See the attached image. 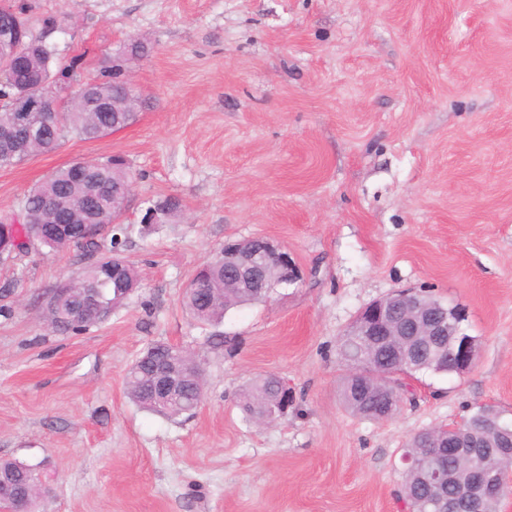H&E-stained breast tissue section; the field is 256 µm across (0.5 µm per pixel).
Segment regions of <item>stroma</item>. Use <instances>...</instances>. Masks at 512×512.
Segmentation results:
<instances>
[{
	"mask_svg": "<svg viewBox=\"0 0 512 512\" xmlns=\"http://www.w3.org/2000/svg\"><path fill=\"white\" fill-rule=\"evenodd\" d=\"M34 36L75 78L135 38L147 102L124 132L0 167V215L54 170L128 159L121 220L139 286L103 324L48 327L69 252L0 265V458L31 465L39 512H407V441L489 405L512 421V0H26ZM65 19L61 30L44 21ZM175 196L168 223L152 201ZM266 237L303 272L215 327L183 305L226 240ZM424 291L480 340L463 375L406 379L374 421L339 399V336L372 301ZM227 336L213 344L212 334ZM204 369L193 414L126 394L153 342ZM267 374L296 407L258 426L241 390ZM48 326L53 332L67 334L70 332H82L89 329L92 326L98 325L101 322L96 318H89L88 320H75V321H60L57 318V314L53 310H47Z\"/></svg>",
	"mask_w": 512,
	"mask_h": 512,
	"instance_id": "35a3bbf8",
	"label": "stroma"
}]
</instances>
